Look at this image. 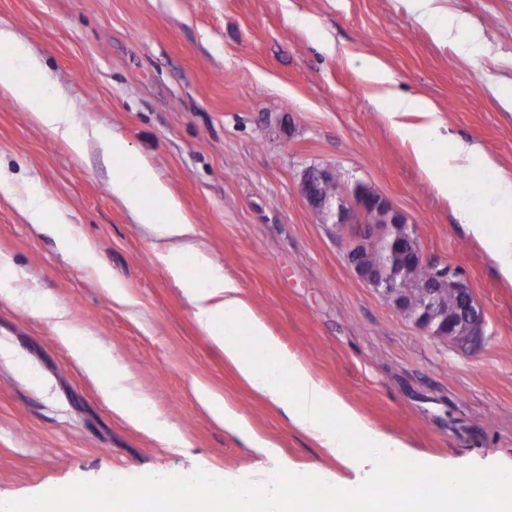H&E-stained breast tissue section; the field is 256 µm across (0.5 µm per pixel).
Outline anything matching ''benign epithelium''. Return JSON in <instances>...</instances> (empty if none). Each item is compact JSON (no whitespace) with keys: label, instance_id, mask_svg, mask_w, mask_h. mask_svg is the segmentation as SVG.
I'll list each match as a JSON object with an SVG mask.
<instances>
[{"label":"benign epithelium","instance_id":"benign-epithelium-1","mask_svg":"<svg viewBox=\"0 0 512 512\" xmlns=\"http://www.w3.org/2000/svg\"><path fill=\"white\" fill-rule=\"evenodd\" d=\"M331 179L328 167L306 168L302 194L343 240L356 277L427 335L469 345L480 341L485 334L484 309L456 272L437 266L433 277L417 279L418 271L432 261L425 255L416 225L362 180L346 182L340 195H326L323 188ZM372 213L380 222L366 221ZM409 286L417 289V295L407 290ZM447 293L457 297L456 308L443 303Z\"/></svg>","mask_w":512,"mask_h":512}]
</instances>
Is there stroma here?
Listing matches in <instances>:
<instances>
[{
    "label": "stroma",
    "mask_w": 512,
    "mask_h": 512,
    "mask_svg": "<svg viewBox=\"0 0 512 512\" xmlns=\"http://www.w3.org/2000/svg\"><path fill=\"white\" fill-rule=\"evenodd\" d=\"M445 4L481 33L480 53L436 40L408 0H0V27L42 57L83 125L109 129L147 160L283 350L401 440L424 474H493L512 464V283L451 203L461 191L478 200L490 178L478 167L453 173L439 194L353 63L378 61L397 90L436 107L453 137L512 173V0ZM313 165L369 183L416 225L426 256L456 271L483 307L478 344L420 332L358 280L301 192ZM119 168L95 150L74 156L0 97V169L18 189L54 197L69 219L54 231L26 223L0 191V259L14 286L63 309L78 332L61 338L34 305L0 289V342L15 354L0 358V501L106 478L127 491L198 472L247 483L261 468L328 485L364 477L367 465L330 456L225 361L159 259L160 242L113 195ZM64 237L76 251H61ZM100 268L126 302L101 288ZM82 343L104 355L97 374L74 355ZM112 361L173 439L113 410ZM200 387L274 457L216 421Z\"/></svg>",
    "instance_id": "obj_1"
}]
</instances>
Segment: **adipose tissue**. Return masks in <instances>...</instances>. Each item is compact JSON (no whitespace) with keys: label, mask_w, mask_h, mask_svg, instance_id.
<instances>
[{"label":"adipose tissue","mask_w":512,"mask_h":512,"mask_svg":"<svg viewBox=\"0 0 512 512\" xmlns=\"http://www.w3.org/2000/svg\"><path fill=\"white\" fill-rule=\"evenodd\" d=\"M367 79L381 90L392 126L408 142L425 177L439 193L448 191V175L485 165L477 145L448 137L434 105L428 100L391 88V78L375 60L362 59ZM43 71L40 60L11 33L0 29V96L21 105L37 123L59 135L78 156L90 144L120 160L112 179V192L135 216L150 225L168 246L160 259L178 276L192 296L196 315L224 357L259 394L286 405L292 422L328 448L347 466L369 461L367 482L345 489H319L282 474L278 480L257 478L248 484L225 482L206 489L192 483L175 487L142 484L113 504V512H197L201 498H219L225 512H512V470L488 481L483 471L448 469L425 495L409 494L420 477L419 461L401 453L400 441L371 427L365 418L332 390L326 388L298 357L282 351L265 325L252 313L239 285L211 267L206 253L193 243L194 224L181 213L167 185L140 156L129 152L124 140L99 127L81 126L65 95L42 86L33 89L24 74ZM492 184L478 205L458 196L455 207L467 229L480 239L495 260L500 275L512 282V175L495 171ZM18 207L31 224H62V207L52 197L25 191ZM494 213L501 225L489 228L476 221L474 207ZM203 268V279L186 276L187 265ZM112 407L139 426L159 433L163 429L148 400L133 397L129 377L113 365L104 382Z\"/></svg>","instance_id":"1"}]
</instances>
